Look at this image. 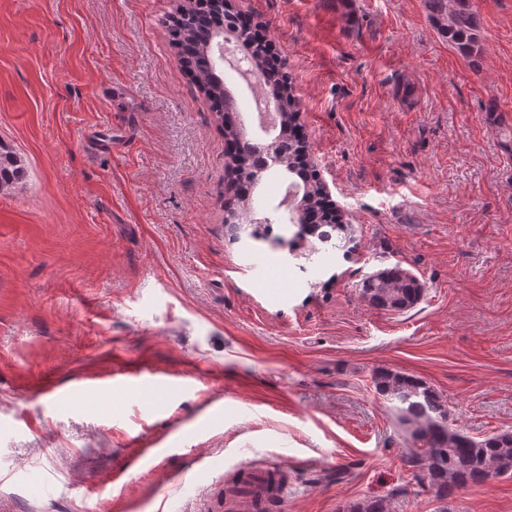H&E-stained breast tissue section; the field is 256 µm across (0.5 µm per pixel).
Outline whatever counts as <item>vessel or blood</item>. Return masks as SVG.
Here are the masks:
<instances>
[{
    "instance_id": "vessel-or-blood-1",
    "label": "vessel or blood",
    "mask_w": 512,
    "mask_h": 512,
    "mask_svg": "<svg viewBox=\"0 0 512 512\" xmlns=\"http://www.w3.org/2000/svg\"><path fill=\"white\" fill-rule=\"evenodd\" d=\"M286 504L288 473L276 464H247L224 483L222 512H265L270 500Z\"/></svg>"
}]
</instances>
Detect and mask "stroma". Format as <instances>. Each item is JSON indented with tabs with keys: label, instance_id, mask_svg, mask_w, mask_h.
I'll return each instance as SVG.
<instances>
[{
	"label": "stroma",
	"instance_id": "1",
	"mask_svg": "<svg viewBox=\"0 0 512 512\" xmlns=\"http://www.w3.org/2000/svg\"><path fill=\"white\" fill-rule=\"evenodd\" d=\"M178 6L0 0V140L27 168L0 194V512H213L265 461L288 512L395 488L394 512H439L372 376L426 381L474 438L512 430V0H473L475 64L425 0H231L355 227L352 257L310 260L289 225L229 239L223 122L169 42ZM393 265L425 288L410 310L362 297ZM116 370L160 378L142 397ZM454 507L512 512V478Z\"/></svg>",
	"mask_w": 512,
	"mask_h": 512
}]
</instances>
